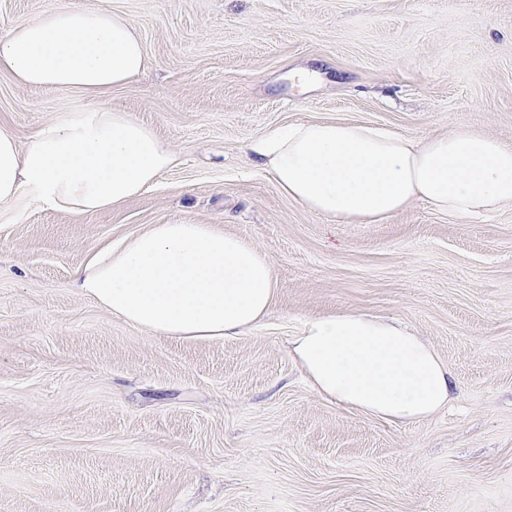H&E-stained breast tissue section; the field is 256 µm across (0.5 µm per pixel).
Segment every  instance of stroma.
<instances>
[{
  "instance_id": "35a3bbf8",
  "label": "stroma",
  "mask_w": 512,
  "mask_h": 512,
  "mask_svg": "<svg viewBox=\"0 0 512 512\" xmlns=\"http://www.w3.org/2000/svg\"><path fill=\"white\" fill-rule=\"evenodd\" d=\"M138 29L148 57L102 105L176 154L106 214L0 206V512H512V207L458 220L416 201L336 224L244 146L279 125L458 127L512 146V0H77ZM92 100L0 74L26 145ZM212 224L271 260L273 315L224 341L153 336L72 285L147 225ZM392 319L460 398L389 421L329 402L288 349L305 319Z\"/></svg>"
}]
</instances>
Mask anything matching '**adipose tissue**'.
Returning a JSON list of instances; mask_svg holds the SVG:
<instances>
[{"label":"adipose tissue","instance_id":"adipose-tissue-1","mask_svg":"<svg viewBox=\"0 0 512 512\" xmlns=\"http://www.w3.org/2000/svg\"><path fill=\"white\" fill-rule=\"evenodd\" d=\"M142 39L110 9L62 4L0 36V72L24 86L98 97L135 81ZM248 154L281 192L345 224H379L414 200L464 220L512 205V147L461 127L415 139L350 121L276 127ZM176 161L154 130L107 107L67 112L26 146L0 127V204L104 213L140 196ZM74 286L153 336L221 341L273 311L271 261L211 224H151L74 273ZM291 357L322 397L372 416L418 421L451 405L455 382L403 325L349 312L305 320Z\"/></svg>","mask_w":512,"mask_h":512}]
</instances>
